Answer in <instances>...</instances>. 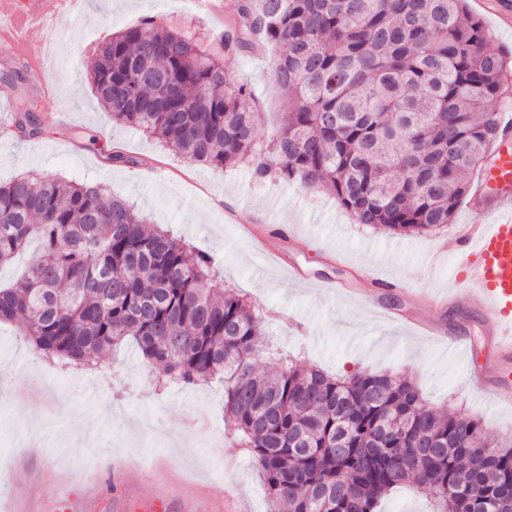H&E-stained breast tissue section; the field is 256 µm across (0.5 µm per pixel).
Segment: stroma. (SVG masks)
Returning a JSON list of instances; mask_svg holds the SVG:
<instances>
[{
	"label": "stroma",
	"mask_w": 512,
	"mask_h": 512,
	"mask_svg": "<svg viewBox=\"0 0 512 512\" xmlns=\"http://www.w3.org/2000/svg\"><path fill=\"white\" fill-rule=\"evenodd\" d=\"M204 13L195 0H71L76 21L63 25L57 0H42V25L24 46H0V128L13 124L14 105L27 100L49 138L0 135V182L30 172L100 186L105 196L134 203L147 224L170 230L213 259V270L260 309L261 339L302 364L335 375L361 369L411 378L431 407L474 412L496 438H512V403L472 393L469 375L489 341L482 319L463 307L435 311L421 298L461 290L452 227L400 237L356 223L320 190L268 179L254 181L248 165L214 170L168 150L135 128L110 120L88 80L100 44L151 17L220 37L240 0H221ZM489 30V50L512 56V27L501 25L494 0H468ZM266 47L228 61L227 78L246 83L263 117L260 145L274 138L285 97ZM125 155L107 161L109 152ZM292 228L269 239L283 265L272 264L249 240L250 225ZM297 265L301 278L288 268ZM378 279L398 282L380 293ZM424 318L460 337L455 348L415 335ZM166 500L167 512L192 502L196 512H268L256 461L230 447L224 432V385L156 388L129 342L99 355L95 369L65 371L27 348L20 323L0 325V512H13L39 489L43 512L68 490L99 491L100 512H113L122 488Z\"/></svg>",
	"instance_id": "stroma-1"
}]
</instances>
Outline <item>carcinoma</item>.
Segmentation results:
<instances>
[{
    "label": "carcinoma",
    "instance_id": "cac0c4a2",
    "mask_svg": "<svg viewBox=\"0 0 512 512\" xmlns=\"http://www.w3.org/2000/svg\"><path fill=\"white\" fill-rule=\"evenodd\" d=\"M466 0H241L219 39L145 19L112 36L89 71L109 118L214 169L322 189L359 224L392 235L453 223L501 139L506 63ZM288 109L269 145L226 61L259 46ZM21 138L49 129L17 108ZM39 243L0 284V323L71 369L132 341L161 389L224 382V425L263 475L271 512H377L410 484L430 512H512V442L426 405L412 380L332 376L293 355L254 368L259 317L212 274L209 255L145 223L85 182L0 183V267Z\"/></svg>",
    "mask_w": 512,
    "mask_h": 512
}]
</instances>
